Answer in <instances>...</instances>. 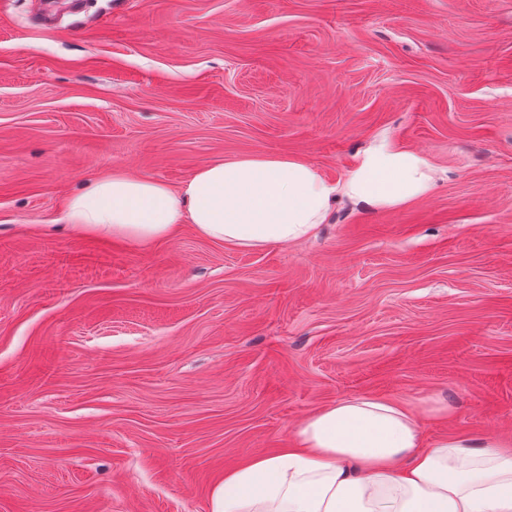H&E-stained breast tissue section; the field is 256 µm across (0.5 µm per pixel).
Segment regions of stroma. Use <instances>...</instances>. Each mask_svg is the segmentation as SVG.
<instances>
[{"label": "stroma", "instance_id": "1", "mask_svg": "<svg viewBox=\"0 0 512 512\" xmlns=\"http://www.w3.org/2000/svg\"><path fill=\"white\" fill-rule=\"evenodd\" d=\"M0 0V512H209L314 410L442 396L512 435V0ZM388 137L432 194L314 238L144 248L61 225L115 170L180 186Z\"/></svg>", "mask_w": 512, "mask_h": 512}]
</instances>
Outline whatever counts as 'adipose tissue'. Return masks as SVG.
<instances>
[{
  "mask_svg": "<svg viewBox=\"0 0 512 512\" xmlns=\"http://www.w3.org/2000/svg\"><path fill=\"white\" fill-rule=\"evenodd\" d=\"M435 181L424 154L382 139L336 184L284 154L210 163L176 188L117 170L72 197L64 220L141 245L189 225L255 250L312 236L337 197L392 210L428 197ZM448 411L440 400L414 407L381 397L321 407L297 423L286 447L225 471L209 512H512V445L464 434L425 440L422 418Z\"/></svg>",
  "mask_w": 512,
  "mask_h": 512,
  "instance_id": "adipose-tissue-1",
  "label": "adipose tissue"
}]
</instances>
